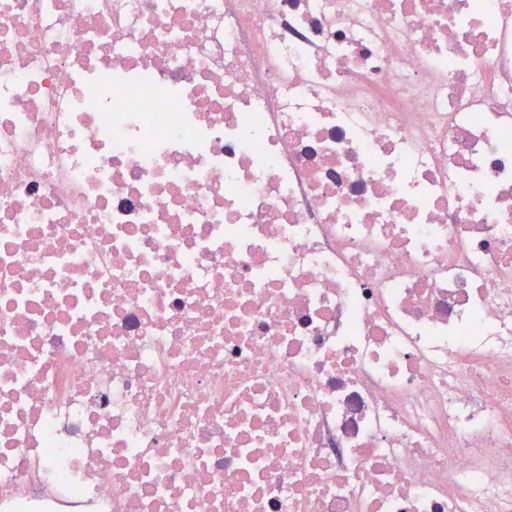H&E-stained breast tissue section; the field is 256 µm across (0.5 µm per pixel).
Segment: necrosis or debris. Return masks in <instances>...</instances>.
<instances>
[{"label": "necrosis or debris", "instance_id": "obj_1", "mask_svg": "<svg viewBox=\"0 0 512 512\" xmlns=\"http://www.w3.org/2000/svg\"><path fill=\"white\" fill-rule=\"evenodd\" d=\"M0 512H512V0H0Z\"/></svg>", "mask_w": 512, "mask_h": 512}]
</instances>
